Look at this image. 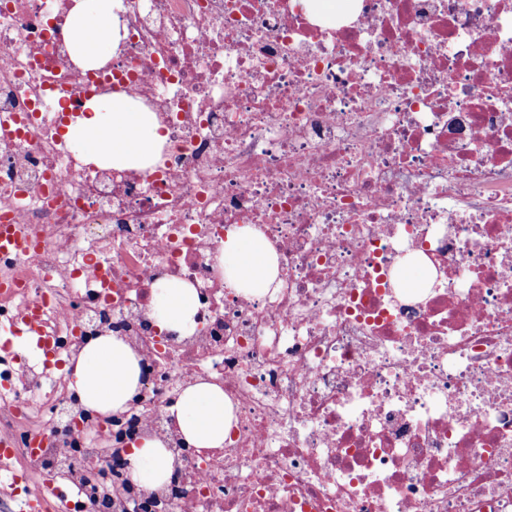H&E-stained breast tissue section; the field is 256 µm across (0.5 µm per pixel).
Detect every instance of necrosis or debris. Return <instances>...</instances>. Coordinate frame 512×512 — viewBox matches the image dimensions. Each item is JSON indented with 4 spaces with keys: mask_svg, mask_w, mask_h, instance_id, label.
Masks as SVG:
<instances>
[{
    "mask_svg": "<svg viewBox=\"0 0 512 512\" xmlns=\"http://www.w3.org/2000/svg\"><path fill=\"white\" fill-rule=\"evenodd\" d=\"M108 60L78 66L74 0H0V328L36 313L55 357L123 336L140 398L100 418L48 364L0 349V512L36 472L98 486L87 464L130 432L175 470L132 512H512V0H121ZM120 89L167 136L145 171L83 163L65 129ZM249 224L275 287L226 286ZM432 273L405 281L409 266ZM192 285L186 333L160 337L163 282ZM233 408L196 450L167 408L196 381Z\"/></svg>",
    "mask_w": 512,
    "mask_h": 512,
    "instance_id": "1",
    "label": "necrosis or debris"
}]
</instances>
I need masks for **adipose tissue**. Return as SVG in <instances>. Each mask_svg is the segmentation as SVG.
I'll return each mask as SVG.
<instances>
[{"instance_id": "adipose-tissue-1", "label": "adipose tissue", "mask_w": 512, "mask_h": 512, "mask_svg": "<svg viewBox=\"0 0 512 512\" xmlns=\"http://www.w3.org/2000/svg\"><path fill=\"white\" fill-rule=\"evenodd\" d=\"M119 0H75L67 26L75 39L71 49L76 60L91 64L111 56L121 40ZM93 41H85L86 31ZM84 115L69 127L67 136L81 147L90 161H111L119 169H145L153 165L166 137L153 113L140 107L124 93L88 100ZM228 287L247 285L270 288L277 277L276 256L262 234L251 225L236 227L224 242L220 257ZM197 308L195 289L185 283L162 284L150 317L160 329L185 331L194 324ZM68 387L81 404L101 414L125 410L141 387L137 353L123 337L99 336L83 348L73 369L66 372ZM194 448H220L232 427V407L222 387L199 382L187 387L167 409ZM127 469L129 480L148 489L166 482L172 474V460L163 440L137 437L132 444Z\"/></svg>"}]
</instances>
